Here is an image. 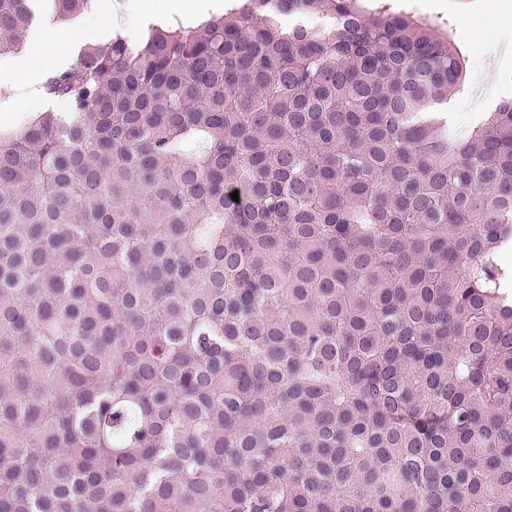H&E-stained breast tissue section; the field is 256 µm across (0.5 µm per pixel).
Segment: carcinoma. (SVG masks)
Segmentation results:
<instances>
[{"instance_id":"obj_1","label":"carcinoma","mask_w":512,"mask_h":512,"mask_svg":"<svg viewBox=\"0 0 512 512\" xmlns=\"http://www.w3.org/2000/svg\"><path fill=\"white\" fill-rule=\"evenodd\" d=\"M95 2L0 0V58ZM465 79L360 0L49 73L0 139V512H512V99L459 139Z\"/></svg>"}]
</instances>
